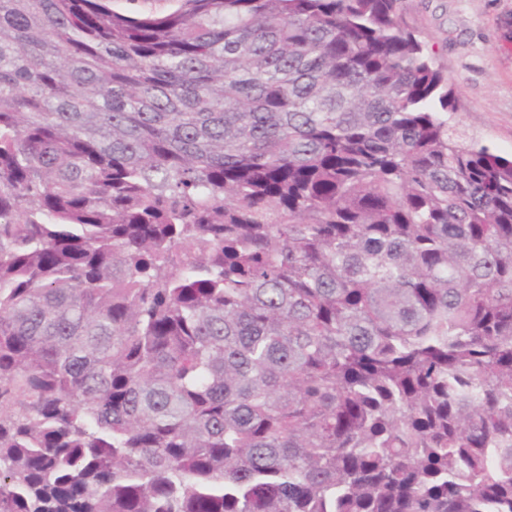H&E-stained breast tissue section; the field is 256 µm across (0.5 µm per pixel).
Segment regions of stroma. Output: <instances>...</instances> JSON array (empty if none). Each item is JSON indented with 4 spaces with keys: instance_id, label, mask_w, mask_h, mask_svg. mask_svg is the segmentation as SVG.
I'll list each match as a JSON object with an SVG mask.
<instances>
[{
    "instance_id": "obj_1",
    "label": "stroma",
    "mask_w": 512,
    "mask_h": 512,
    "mask_svg": "<svg viewBox=\"0 0 512 512\" xmlns=\"http://www.w3.org/2000/svg\"><path fill=\"white\" fill-rule=\"evenodd\" d=\"M407 24L456 93L455 120L512 154V0H402Z\"/></svg>"
}]
</instances>
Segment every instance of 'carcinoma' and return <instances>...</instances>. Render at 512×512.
Listing matches in <instances>:
<instances>
[{
	"label": "carcinoma",
	"mask_w": 512,
	"mask_h": 512,
	"mask_svg": "<svg viewBox=\"0 0 512 512\" xmlns=\"http://www.w3.org/2000/svg\"><path fill=\"white\" fill-rule=\"evenodd\" d=\"M0 0V512H512V157L401 0ZM114 8L132 14L163 15L171 12L177 6L174 0H114Z\"/></svg>",
	"instance_id": "obj_1"
}]
</instances>
